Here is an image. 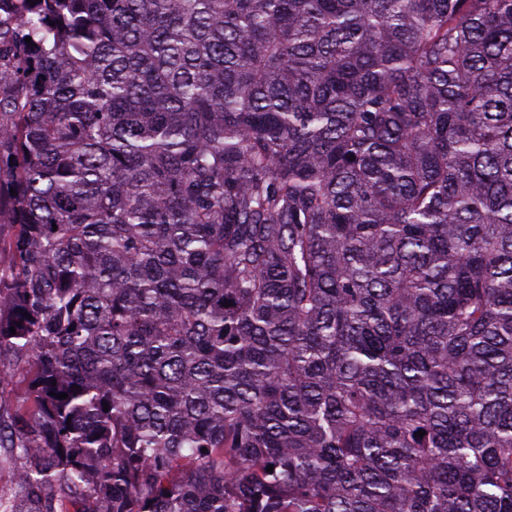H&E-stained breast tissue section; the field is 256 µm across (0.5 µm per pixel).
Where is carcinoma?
<instances>
[{"mask_svg": "<svg viewBox=\"0 0 512 512\" xmlns=\"http://www.w3.org/2000/svg\"><path fill=\"white\" fill-rule=\"evenodd\" d=\"M0 224V512H512V0H0Z\"/></svg>", "mask_w": 512, "mask_h": 512, "instance_id": "cac0c4a2", "label": "carcinoma"}]
</instances>
